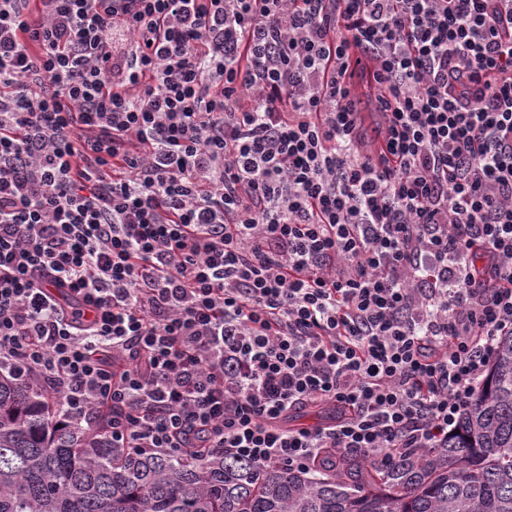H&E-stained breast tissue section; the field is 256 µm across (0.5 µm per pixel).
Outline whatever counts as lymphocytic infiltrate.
<instances>
[{
    "label": "lymphocytic infiltrate",
    "instance_id": "obj_1",
    "mask_svg": "<svg viewBox=\"0 0 512 512\" xmlns=\"http://www.w3.org/2000/svg\"><path fill=\"white\" fill-rule=\"evenodd\" d=\"M509 335L512 0H0V373L63 421L388 466ZM362 58V63L357 65L354 77L352 78L354 89V100L356 109L359 112V125L362 141L368 147L378 144V134L380 122L378 124L374 112V98L377 93L376 88L371 84L369 78V68Z\"/></svg>",
    "mask_w": 512,
    "mask_h": 512
}]
</instances>
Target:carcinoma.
<instances>
[{
    "mask_svg": "<svg viewBox=\"0 0 512 512\" xmlns=\"http://www.w3.org/2000/svg\"><path fill=\"white\" fill-rule=\"evenodd\" d=\"M56 422L0 374V512H512V336L448 441L385 468L363 454L314 474L147 457Z\"/></svg>",
    "mask_w": 512,
    "mask_h": 512,
    "instance_id": "1",
    "label": "carcinoma"
}]
</instances>
